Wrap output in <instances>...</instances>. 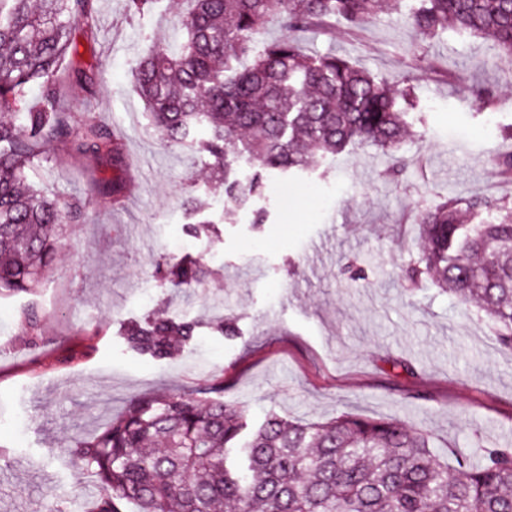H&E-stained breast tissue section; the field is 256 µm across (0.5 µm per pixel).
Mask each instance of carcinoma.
<instances>
[{
    "instance_id": "carcinoma-1",
    "label": "carcinoma",
    "mask_w": 512,
    "mask_h": 512,
    "mask_svg": "<svg viewBox=\"0 0 512 512\" xmlns=\"http://www.w3.org/2000/svg\"><path fill=\"white\" fill-rule=\"evenodd\" d=\"M96 0H0V294L27 293L63 247L64 227L86 220L84 204L62 203L28 179L42 141H71L82 155L121 163L103 126L75 131L58 110V73L78 54L70 27L92 29ZM181 40L163 44L136 69V92L164 140L213 158L224 196L245 207L277 174L311 155L355 145L395 155L418 133L406 117L410 88L396 89L333 52L309 54L303 34L332 21L361 27L383 0H194ZM398 22L430 37L454 29L495 42L512 58V0H419ZM288 36L260 46L269 25ZM41 88L28 103L31 84ZM257 167L243 183L233 162ZM512 179V151L490 160ZM422 248L402 279L431 281L476 302L500 344L512 349V201L450 196L417 207ZM177 291L204 277L194 263L168 265ZM194 320L130 324V347L155 358L172 339L193 341ZM76 463L96 474L92 512H512V448L483 447L448 466L427 435L398 419L341 414L298 423L275 412L249 429L247 411L208 391L134 395L104 429L73 441Z\"/></svg>"
}]
</instances>
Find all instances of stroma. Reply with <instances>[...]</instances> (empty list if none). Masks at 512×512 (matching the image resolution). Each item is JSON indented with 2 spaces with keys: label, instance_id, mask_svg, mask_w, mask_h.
<instances>
[{
  "label": "stroma",
  "instance_id": "stroma-1",
  "mask_svg": "<svg viewBox=\"0 0 512 512\" xmlns=\"http://www.w3.org/2000/svg\"><path fill=\"white\" fill-rule=\"evenodd\" d=\"M190 6L158 0L132 17L125 0H98L94 31L72 32L60 105L120 138L124 162L51 140L31 172L49 195L84 202L89 218L70 227L44 288L0 298V512H88L98 479L75 466L71 441L99 432L130 396L219 381L225 402L256 423L270 411L294 421L348 412L400 419L442 451L466 454L478 440L512 448V351L475 309L429 283L406 291L401 278L420 248L418 205L512 199V180L489 168L512 151L499 134L512 125V59L491 40L452 30L425 39L387 14L309 34L306 51H335L413 88L408 120L424 137L394 157L359 146L316 159L226 214L205 156L169 146L134 87L137 63L176 37ZM479 89L495 98L492 113L480 112ZM398 157L405 169L392 180ZM188 199L203 201L198 217L210 223L194 251ZM162 253L208 273L173 294L155 271ZM347 263L363 277L344 273ZM219 305L237 317L234 338L214 329ZM157 317L198 320L195 340L160 361L127 349L124 325Z\"/></svg>",
  "mask_w": 512,
  "mask_h": 512
}]
</instances>
